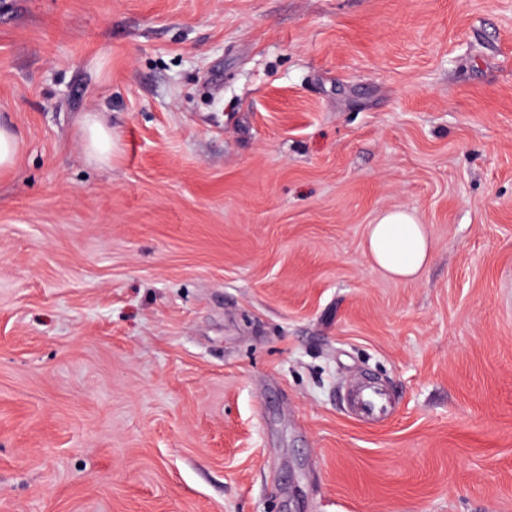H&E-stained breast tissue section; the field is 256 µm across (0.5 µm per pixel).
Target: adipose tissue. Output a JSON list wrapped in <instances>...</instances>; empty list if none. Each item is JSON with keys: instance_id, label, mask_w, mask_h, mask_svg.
Instances as JSON below:
<instances>
[{"instance_id": "obj_1", "label": "adipose tissue", "mask_w": 512, "mask_h": 512, "mask_svg": "<svg viewBox=\"0 0 512 512\" xmlns=\"http://www.w3.org/2000/svg\"><path fill=\"white\" fill-rule=\"evenodd\" d=\"M81 142L89 161L112 158V129L90 112L80 123ZM365 252L372 267L400 281L415 279L431 259V246L419 216L408 208L380 212L367 228Z\"/></svg>"}]
</instances>
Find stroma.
<instances>
[{
    "instance_id": "obj_1",
    "label": "stroma",
    "mask_w": 512,
    "mask_h": 512,
    "mask_svg": "<svg viewBox=\"0 0 512 512\" xmlns=\"http://www.w3.org/2000/svg\"><path fill=\"white\" fill-rule=\"evenodd\" d=\"M0 121V512H512V0H0ZM81 142L89 161L107 164L112 159V128L97 112H87L80 122ZM19 137L14 128L0 123V169L11 168L16 159ZM365 252L372 267L400 281L414 280L432 255L425 224L408 208L377 215L367 228ZM351 403L355 414L365 420H381L390 413L389 397L374 386L358 388L352 395Z\"/></svg>"
}]
</instances>
